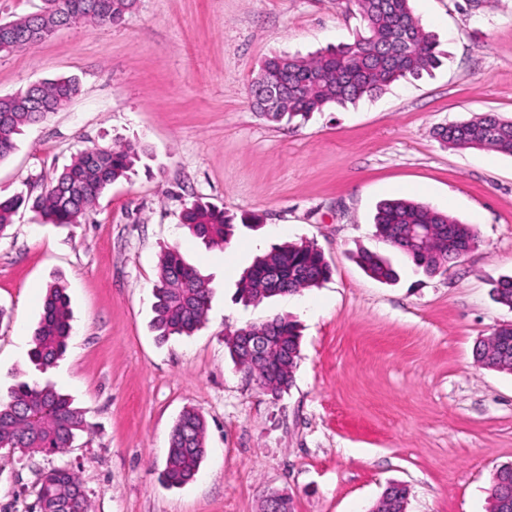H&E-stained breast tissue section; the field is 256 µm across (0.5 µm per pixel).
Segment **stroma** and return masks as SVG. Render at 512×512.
I'll return each instance as SVG.
<instances>
[{
	"label": "stroma",
	"mask_w": 512,
	"mask_h": 512,
	"mask_svg": "<svg viewBox=\"0 0 512 512\" xmlns=\"http://www.w3.org/2000/svg\"><path fill=\"white\" fill-rule=\"evenodd\" d=\"M448 57L381 95L274 124L251 105L263 61L351 42L355 0H136L116 24H71L0 53V96L76 78L62 111L25 128L0 162V199L38 196L81 151L128 140L145 149L79 224L23 207L0 238V394L35 377L29 360L47 285L62 281L72 334L44 375L92 425L72 448L32 458L0 449V512H33L42 469L80 477L90 512H370L389 483L407 512H488L487 488L512 463V374L481 368L474 347L512 309L492 282L512 275V158L454 150L437 126L494 113L512 120V0H413ZM405 196L474 225L478 243L427 275L374 234L377 204ZM202 199L257 215L224 248L179 226ZM314 243L321 285L246 305L244 269L286 242ZM177 247L211 279L204 325L158 340L152 287ZM389 256L397 282L360 268ZM288 315L301 330L292 386L272 396L231 359L224 336ZM203 415L196 478L160 475L184 409Z\"/></svg>",
	"instance_id": "1"
}]
</instances>
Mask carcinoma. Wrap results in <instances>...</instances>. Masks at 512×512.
<instances>
[{"label": "carcinoma", "instance_id": "obj_1", "mask_svg": "<svg viewBox=\"0 0 512 512\" xmlns=\"http://www.w3.org/2000/svg\"><path fill=\"white\" fill-rule=\"evenodd\" d=\"M135 0H47L43 17L30 14L14 21L27 30L38 27L44 39L56 27L79 22L103 23V14L119 22L132 11ZM363 28L353 42L303 57L279 55L264 61L256 82L274 83L283 65H288V105L271 109L257 96L253 106L268 121L281 124L306 120L312 113L336 105L343 107L364 97L382 94L393 82L419 77L442 64L435 37L424 29L411 8V0H356ZM46 110L35 112L18 102V97L0 99V160L16 149L24 128L65 109L78 93L76 82L57 78L41 83ZM436 138L458 150L489 149L512 157V121L492 114L440 126ZM144 154L142 147L126 141L111 147L80 152L63 168L52 184L38 196L33 207L48 223L78 224L112 184L128 178ZM27 201L22 195L0 199V238L6 235L16 211ZM233 218L208 202L196 200L181 214V226L210 248H222L232 235ZM411 224H437L449 228L448 237L429 251L408 249L400 234ZM375 235L392 250L402 253L414 266L434 273L454 261L458 247L476 244L477 231L446 213L408 198L381 202L374 216ZM363 269L374 279L397 281L399 274L385 257L370 251L359 255ZM330 275L323 252L312 243H287L259 256L244 272L238 296L246 304L283 294H295L318 286ZM495 300L512 309V276L494 281ZM153 327L162 340L173 334L189 336L200 329L211 302L208 279L188 264L179 250L168 247L161 253L157 280L153 285ZM70 300L59 283L48 285L43 312L33 334L30 361L44 373L66 350L71 335ZM264 336L268 358L254 361L242 346L244 336ZM512 341V332L501 330L479 342L474 358L480 367L512 373V355L504 359L500 342ZM231 357L248 375L273 396L288 389L293 378L279 368L280 361L293 353L300 357V331L296 322L276 315L259 325H248L225 335ZM89 429L85 412L72 406L68 396L49 382L22 380L0 398V448H14L21 454L52 455L72 446L76 435ZM206 455L205 421L194 409L183 411L169 437L168 458L161 480L170 487L192 481ZM512 474L490 479L488 497L496 508L504 483ZM37 512H89L86 490L77 474L67 467L42 471L34 487Z\"/></svg>", "mask_w": 512, "mask_h": 512}]
</instances>
